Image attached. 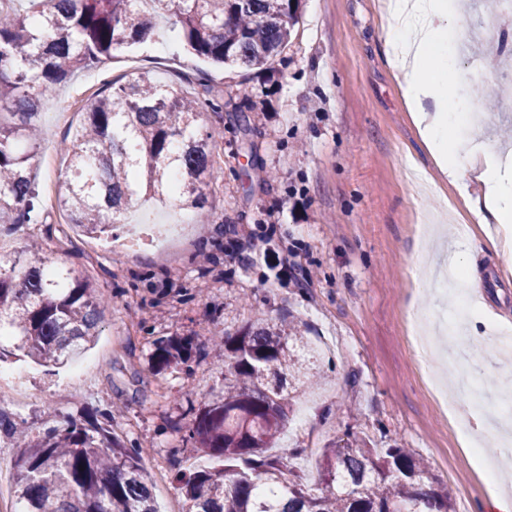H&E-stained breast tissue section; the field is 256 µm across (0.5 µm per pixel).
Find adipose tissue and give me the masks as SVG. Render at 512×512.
Instances as JSON below:
<instances>
[{
	"label": "adipose tissue",
	"instance_id": "obj_1",
	"mask_svg": "<svg viewBox=\"0 0 512 512\" xmlns=\"http://www.w3.org/2000/svg\"><path fill=\"white\" fill-rule=\"evenodd\" d=\"M459 7L448 0H387L382 13V33L387 63L394 73L410 112L411 122L440 177L448 184L477 180L483 194L476 208L497 224L489 235L491 249H512V181L501 175V159L484 153L482 163L469 167L452 154L448 140V58L454 53L448 42L456 30Z\"/></svg>",
	"mask_w": 512,
	"mask_h": 512
}]
</instances>
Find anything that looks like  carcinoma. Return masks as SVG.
I'll return each mask as SVG.
<instances>
[{"label": "carcinoma", "mask_w": 512, "mask_h": 512, "mask_svg": "<svg viewBox=\"0 0 512 512\" xmlns=\"http://www.w3.org/2000/svg\"><path fill=\"white\" fill-rule=\"evenodd\" d=\"M31 11L0 5V223L44 224L46 207L31 168L40 100L74 72L151 37L175 17L186 49L226 70L261 68L291 42L302 0H29ZM67 140L71 177L56 202L83 235L111 236L134 201L169 200L212 218L204 187L219 178L214 133L201 134L200 102L148 73L118 92L97 94ZM105 300L93 280L28 249L0 258V364L27 360L54 372L99 335ZM305 336L285 318H258L213 334L200 355L224 365V398L193 412L183 440L218 464L180 474L188 512H450L427 463L405 448H372L351 433L323 450L324 489L309 492L289 460L267 454L296 393L322 380L296 354ZM156 372L186 365L192 341H151ZM17 449L19 512H158L142 450L111 425L71 417L37 433L0 402V440Z\"/></svg>", "instance_id": "1"}]
</instances>
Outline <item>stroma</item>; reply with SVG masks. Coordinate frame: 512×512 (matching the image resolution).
I'll return each mask as SVG.
<instances>
[{
  "mask_svg": "<svg viewBox=\"0 0 512 512\" xmlns=\"http://www.w3.org/2000/svg\"><path fill=\"white\" fill-rule=\"evenodd\" d=\"M495 23V53L457 56L448 99L450 109L482 108L488 129L482 140L493 150H512V112L500 109L512 86V22L499 21L486 0H465L459 32ZM161 33L132 50L75 74L42 100L36 121L42 139L33 160L37 186L50 213L39 237L45 255L76 270H88L104 296L101 334L73 369L45 374L26 366L21 385L33 398L18 414L39 430L62 417L112 411V431L145 449L148 472L164 468L155 481L162 512H182L177 475L204 464L200 454H173L190 405L220 398L224 370L211 360H193L190 370L160 373L148 366L150 337L178 334L195 347L213 332H236L259 317L288 316L318 346L324 379L300 396L275 449L289 456L311 492H318L317 451L354 432L376 448L399 445L426 458L453 512H480L487 505L488 478L482 462H495L496 445L463 448L457 427L442 415L420 363L409 353L404 321L420 312L432 319L464 309L484 344L472 347L464 335L447 331L439 339L445 360L464 354L472 387L460 397L478 420L490 424L512 414V375L494 356V331L512 332V253L487 244L495 223H481L465 197L482 193L444 185L442 193H421L407 168L436 170L413 127L386 61L380 0H304L292 44L273 70L220 71L189 54L180 29L159 23ZM181 84L192 96L205 85L219 93V109L203 106L202 131L214 133L213 161L221 177L206 189L214 224L178 206L136 205L130 221L171 224L154 243L90 262L86 238L63 235L67 217L56 207L66 164L60 143L87 103L105 87L119 88L142 72ZM269 180H259V171ZM426 210L444 213L441 232L422 253L416 230ZM256 237L257 255L240 264L237 245ZM297 246L298 262L312 280L301 288L267 264L265 249ZM423 258L429 273L446 264L478 273L477 291L442 290L414 276ZM352 407L345 415L344 407Z\"/></svg>",
  "mask_w": 512,
  "mask_h": 512,
  "instance_id": "35a3bbf8",
  "label": "stroma"
}]
</instances>
